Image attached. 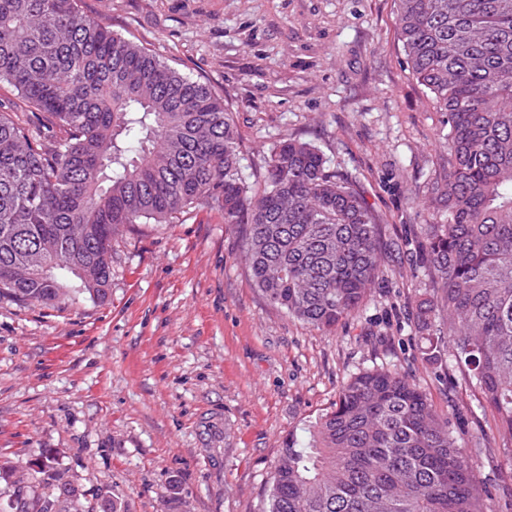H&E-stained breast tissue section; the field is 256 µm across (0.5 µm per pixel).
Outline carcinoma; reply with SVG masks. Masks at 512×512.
I'll return each mask as SVG.
<instances>
[{
    "mask_svg": "<svg viewBox=\"0 0 512 512\" xmlns=\"http://www.w3.org/2000/svg\"><path fill=\"white\" fill-rule=\"evenodd\" d=\"M396 2L409 75L448 127V174L421 227L435 285L422 361L461 372L495 413L512 472V0ZM1 82L20 103L0 112V296L103 299L116 229L211 207L246 225L252 279L289 316L330 331L365 305L380 224L324 154L283 140L248 181L228 101L78 0H0ZM480 471L412 379L373 368L288 437L264 512H494ZM0 481L21 512H128L109 491L83 505L50 454L0 463Z\"/></svg>",
    "mask_w": 512,
    "mask_h": 512,
    "instance_id": "cac0c4a2",
    "label": "carcinoma"
}]
</instances>
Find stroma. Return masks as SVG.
Returning <instances> with one entry per match:
<instances>
[{"label":"stroma","mask_w":512,"mask_h":512,"mask_svg":"<svg viewBox=\"0 0 512 512\" xmlns=\"http://www.w3.org/2000/svg\"><path fill=\"white\" fill-rule=\"evenodd\" d=\"M228 100L245 170L273 144L318 147L381 225L364 310L324 332L255 287L245 227L200 208L112 238L104 300L0 297V462L48 453L86 499L129 512H261L289 434L359 371L410 375L439 415L463 413L494 512L512 505L490 411L457 372L422 363L432 295L417 240L448 170L441 113L404 64L396 0H80Z\"/></svg>","instance_id":"35a3bbf8"}]
</instances>
